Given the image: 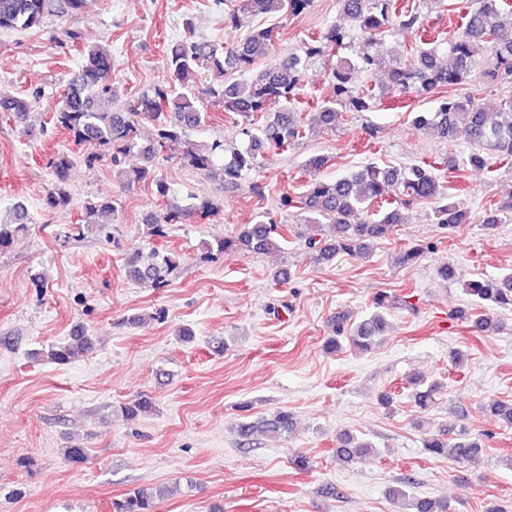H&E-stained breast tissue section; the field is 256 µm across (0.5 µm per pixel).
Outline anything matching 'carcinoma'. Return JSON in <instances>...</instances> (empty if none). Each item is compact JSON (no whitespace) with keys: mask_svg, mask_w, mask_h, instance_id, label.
I'll use <instances>...</instances> for the list:
<instances>
[{"mask_svg":"<svg viewBox=\"0 0 512 512\" xmlns=\"http://www.w3.org/2000/svg\"><path fill=\"white\" fill-rule=\"evenodd\" d=\"M313 0H230L232 8L224 11V27L240 29L257 16H299ZM340 13L360 32L363 42L350 56L340 51L350 48L349 33L332 23L317 37L303 43L302 53H275L278 29L275 26L255 28L241 40L218 44L200 41L189 35L167 46L165 65L167 78L138 95L121 96L116 84V62L112 51L101 45H86L77 29L64 31L62 50H74L83 59L81 71L60 94V103L52 117L54 128L67 132L77 146H89L84 155L91 167L103 160L112 166L115 179L122 185L152 181L161 196L169 192L167 185L155 175L153 160L170 142L182 145L183 164L207 175H219L227 185L238 183L243 173L257 166L261 150L282 149L314 129L335 131L339 116L345 112L372 110L376 102L359 86L363 76L388 69L391 90L406 98L436 97L432 112L413 113L416 128L453 145L461 140L473 151L467 164L486 168L490 158L512 159V98L501 102V111L486 112L471 96L445 94L443 90L465 84L479 64L480 51L493 48L488 59L494 77L512 82V0H475L464 27L448 40V64L440 59L438 42L427 43L418 55L405 64L389 59L381 49V36L390 27H398L419 40H425L424 18L414 9H404L398 0H337ZM85 0H0V31L26 30L39 25L43 18L59 10L79 12ZM272 61L258 74L228 83L225 72L235 69L252 71L264 59ZM322 61L332 81L334 96L313 104L315 116L304 122L294 109L309 79L308 65ZM42 88L35 85L23 97L0 100V112L23 124L29 111L41 98ZM121 101L122 111L110 112L99 103ZM238 114L247 119L240 134L243 148L227 149L216 136L209 141H195L188 132L207 122L212 112ZM149 123L155 136L147 146L137 140L139 125ZM140 154L142 163L127 167L128 157ZM74 157L67 151H55L45 160L51 175V189L46 207L53 210L69 203L67 189L69 170ZM445 195V185L433 163L423 162L403 168H381L374 163L336 180L314 178L299 199L282 197L281 206L301 211L300 221L306 228V246L317 260H328L338 253L361 257L371 244L389 236L394 228L406 222L402 209L413 201L436 199ZM86 217L112 215L115 201L88 200ZM439 223L452 226L468 222V212L454 204L439 209ZM185 210L171 207L152 223V234L167 235L173 224L183 223ZM28 231V214L18 205L13 220L0 222V253L8 250L15 239ZM289 228L273 219L246 224L234 237L220 241L216 252L224 255L242 251L274 253L288 242ZM174 255L152 249L132 255L125 264L127 277L153 288H163L175 267ZM467 293L501 307L512 306V275L487 277L468 283ZM387 322L383 314L373 313L358 323L350 336L358 349L368 351L375 338L383 335ZM93 349L92 341L81 336L72 342L53 345L46 358L64 365L83 357ZM288 412L281 411L271 420L245 423L239 435L250 441L267 432L279 435L292 430ZM371 445L349 432L336 436V454L346 462L369 458ZM424 448L436 455L450 454L460 463L479 458L478 441L460 433L445 438L430 435ZM164 489L136 488L114 504V512H156L157 501ZM412 512H448L442 500L413 497Z\"/></svg>","mask_w":512,"mask_h":512,"instance_id":"carcinoma-1","label":"carcinoma"}]
</instances>
